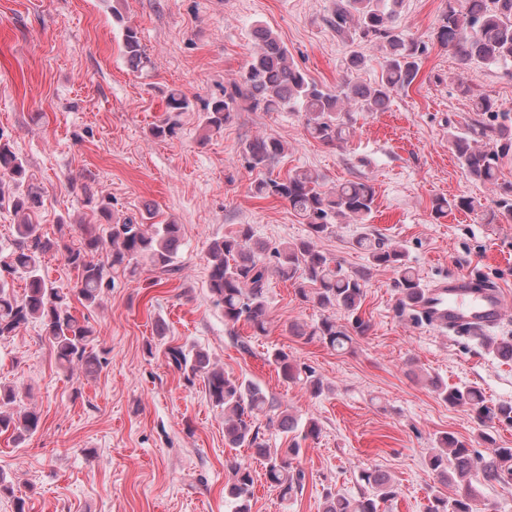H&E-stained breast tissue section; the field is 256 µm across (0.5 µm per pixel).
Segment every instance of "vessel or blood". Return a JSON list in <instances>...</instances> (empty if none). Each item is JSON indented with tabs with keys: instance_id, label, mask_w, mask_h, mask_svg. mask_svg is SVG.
I'll list each match as a JSON object with an SVG mask.
<instances>
[{
	"instance_id": "vessel-or-blood-1",
	"label": "vessel or blood",
	"mask_w": 512,
	"mask_h": 512,
	"mask_svg": "<svg viewBox=\"0 0 512 512\" xmlns=\"http://www.w3.org/2000/svg\"><path fill=\"white\" fill-rule=\"evenodd\" d=\"M507 301L501 289L468 275L442 278L430 287L420 310L439 333L479 336L499 327Z\"/></svg>"
}]
</instances>
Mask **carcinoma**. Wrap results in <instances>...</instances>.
<instances>
[{"label": "carcinoma", "mask_w": 512, "mask_h": 512, "mask_svg": "<svg viewBox=\"0 0 512 512\" xmlns=\"http://www.w3.org/2000/svg\"><path fill=\"white\" fill-rule=\"evenodd\" d=\"M402 4L403 0H338L336 5L331 19L336 32L355 27L362 39L376 42L384 50L382 75L373 85L355 79L364 64V56L354 53L346 59L342 84L334 90L323 89L295 65L287 47L272 31L259 29V50L246 66L241 80L234 82L224 97L208 103L202 128L208 134L223 130L238 101L243 100L252 109L263 112L304 113L307 132L324 144L346 139L351 131L345 114L351 107L363 112H382L391 97L407 91L418 75L426 45L397 23ZM435 38L453 51L463 72L474 64H512V0H448V9L441 16ZM123 54L134 69H143L149 62L137 31L129 26L123 32ZM190 107L186 95L178 90L170 91L168 111L180 113ZM453 145L465 173L494 187L497 197L489 206L471 197L460 196L450 201L439 198L433 204L435 213L462 210L476 215L484 224L512 221V183L498 182L499 162L512 150V134L506 128L482 122L454 136ZM244 150L251 169L262 171L283 156L285 147L276 139L257 138L246 143ZM6 178L13 182L14 191L6 195L0 190V207L11 209L20 220L15 225V247L8 259L0 261V339L16 335L21 327L36 320L55 352L60 370L68 376L77 369L85 374L97 372L107 363V351L96 348L88 319L73 315L72 297H77L87 308L98 306L104 289L111 285V270L130 277L140 274L145 264L161 274L176 271L181 225L114 222L110 200L95 198L86 187L85 202L94 204L97 215L107 224V234L100 235L94 224H81L80 244L76 247L64 233L55 239L46 237L41 225L33 222L32 215L42 206L41 194L27 183L26 162L9 142L0 140V180ZM255 190L288 203L307 224L308 236L269 249L252 243L251 225L241 224L235 232L211 243L207 287L215 303L223 308L224 322L234 326L242 321L252 335H266L267 290L269 278L274 275L290 282L300 301L328 311L306 328H291L292 334L308 341L315 339L338 352L348 349L354 337L364 336L369 330L368 322L358 314L366 280L345 273L340 264L317 248L316 241L329 233L339 218L361 222L371 214L374 188L367 182L349 181L324 190L320 174L300 169L289 171L281 178H262L256 182ZM106 245L110 261L105 267L93 257ZM356 245L366 252L371 265L393 271L399 293L397 313L412 311L426 289L408 264L405 252L367 233L356 239ZM50 252L61 254L66 264L78 271L74 288L68 291L57 288L40 274L41 259ZM268 256L273 261H267ZM9 275L25 281L22 294H16L10 287ZM338 309L351 314L350 325L336 321L333 312ZM166 356L186 381L191 383L198 377L203 380L210 403L224 413L225 444L231 448H250L264 461L266 480L279 490L280 500L286 501L303 489L304 473L293 466V461L301 453L300 440L319 435L315 420L299 426L297 417L279 409L260 385L224 375V369L214 366L208 354L194 345H170ZM268 361L276 366L284 381L302 382L312 395L322 394L321 379L311 370L302 372L284 350H273L268 354ZM431 384L444 402L453 407L468 406L481 424L497 420L512 425V403L491 407L483 393L474 387H450L437 378ZM16 399L14 388L0 386V435H9L19 445L37 434L41 415L33 408L16 414L7 411L6 407ZM272 428L286 435L297 432L299 436L291 437L284 450L272 449L266 439V431ZM426 465L442 484L451 482L458 487L453 498L439 492L433 494L427 512H475V480L503 486L512 484V448H496L485 457L448 433L437 438ZM228 467L231 477L225 495L236 503L235 512H250L248 502L255 483L253 470L236 459L229 461ZM359 478L364 483L359 496L348 498L328 492L324 512H379L380 503L396 497L390 478L381 470L365 468Z\"/></svg>", "instance_id": "carcinoma-1"}]
</instances>
